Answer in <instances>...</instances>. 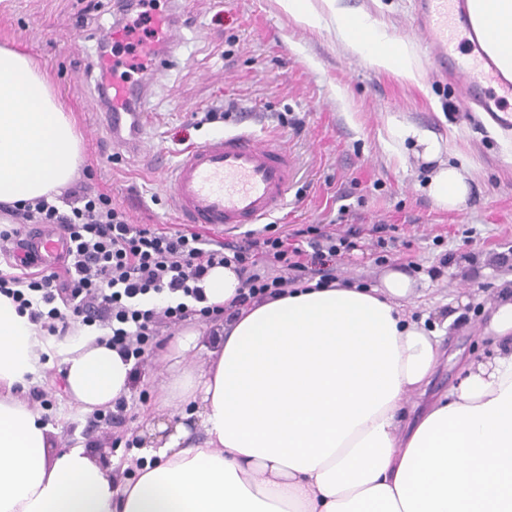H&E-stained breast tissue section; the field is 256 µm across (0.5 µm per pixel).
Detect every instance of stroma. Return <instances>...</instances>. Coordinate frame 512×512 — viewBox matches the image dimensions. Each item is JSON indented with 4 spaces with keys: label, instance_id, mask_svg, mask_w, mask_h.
<instances>
[{
    "label": "stroma",
    "instance_id": "1",
    "mask_svg": "<svg viewBox=\"0 0 512 512\" xmlns=\"http://www.w3.org/2000/svg\"><path fill=\"white\" fill-rule=\"evenodd\" d=\"M381 15L413 52L423 72L415 86L376 72L363 58L339 52L332 34L288 18L275 0H179V48L152 84V115L138 150L113 145L97 97V44L117 10L114 0H0V43L37 59L74 110L83 162L76 175L108 194L135 224H172L171 169L184 149L221 133L274 136L294 154L288 202L271 217L279 232L295 224H391L395 242L360 241L336 278L380 287L398 269L415 282L418 313L448 321L451 351L493 356L490 313L512 290V112H467L457 85L435 68L416 26L412 0H347ZM237 102L243 117L195 127L193 113L224 111ZM294 126L278 124L279 113ZM429 131L442 160L465 166L471 193L457 210L436 205L425 186L430 164L413 138L394 142L393 124ZM456 261H448V254ZM223 319L194 317L156 337L140 361L116 423L94 424L68 395L57 361L43 363L18 397L48 423L54 448L84 445L115 466L147 446L145 421L186 420L174 405L156 412L155 398L181 371L201 368L206 345ZM195 329L202 344L181 356L173 346Z\"/></svg>",
    "mask_w": 512,
    "mask_h": 512
}]
</instances>
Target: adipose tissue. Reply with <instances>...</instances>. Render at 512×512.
I'll return each instance as SVG.
<instances>
[{
    "label": "adipose tissue",
    "mask_w": 512,
    "mask_h": 512,
    "mask_svg": "<svg viewBox=\"0 0 512 512\" xmlns=\"http://www.w3.org/2000/svg\"><path fill=\"white\" fill-rule=\"evenodd\" d=\"M279 4L344 53L420 84L412 52L374 14L345 0ZM468 19L511 78L512 0H469ZM392 134L421 145L433 201L460 208L465 170L440 162L428 131ZM79 162L75 119L47 72L0 48V204L61 193ZM412 288L393 270L379 288H301L241 310L206 366L156 398L161 409L196 406L202 439L185 447L183 424L149 423L128 476L83 446L53 448L13 389L57 355L90 415L127 396L132 361L94 328L45 335L0 295V512H512V299L491 317L494 356L464 360L459 383L436 394L440 331L407 309ZM410 394L423 405L415 415Z\"/></svg>",
    "instance_id": "adipose-tissue-1"
}]
</instances>
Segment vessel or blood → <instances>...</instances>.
<instances>
[{
	"mask_svg": "<svg viewBox=\"0 0 512 512\" xmlns=\"http://www.w3.org/2000/svg\"><path fill=\"white\" fill-rule=\"evenodd\" d=\"M416 8L417 24L429 40L435 62L457 80L462 106L476 102L490 112L512 97V83L502 78L479 45H472L467 53L460 50L465 36L456 17L465 13L466 0H417ZM175 29L173 15H158L155 37L140 45L138 61L149 62L156 70L164 68L170 56L158 51L157 45L173 44ZM145 95L144 86L113 82L112 109L104 113L103 121L114 144L130 150L138 147L145 117L139 105ZM293 166L287 149L246 131L191 146L171 172L176 215L217 231L259 223L285 204ZM63 251V242L47 230L33 233L31 254L37 263L55 266Z\"/></svg>",
	"mask_w": 512,
	"mask_h": 512,
	"instance_id": "vessel-or-blood-1",
	"label": "vessel or blood"
}]
</instances>
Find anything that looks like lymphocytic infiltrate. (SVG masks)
<instances>
[{
	"instance_id": "lymphocytic-infiltrate-1",
	"label": "lymphocytic infiltrate",
	"mask_w": 512,
	"mask_h": 512,
	"mask_svg": "<svg viewBox=\"0 0 512 512\" xmlns=\"http://www.w3.org/2000/svg\"><path fill=\"white\" fill-rule=\"evenodd\" d=\"M8 214L12 226L0 230V255L10 264L0 269V293L54 335H66L78 319H103L113 348L135 360L161 328L199 314L223 316L222 307L204 303L202 283L213 267L231 264L244 276L246 290L234 300L244 306L312 282L320 288L334 282L337 262L364 232L360 225L341 232L325 224L299 225L282 235L268 224L236 241L206 238L179 225L131 223L109 195L82 183ZM31 224L58 232L67 243L61 266L19 271L15 251L24 247Z\"/></svg>"
}]
</instances>
